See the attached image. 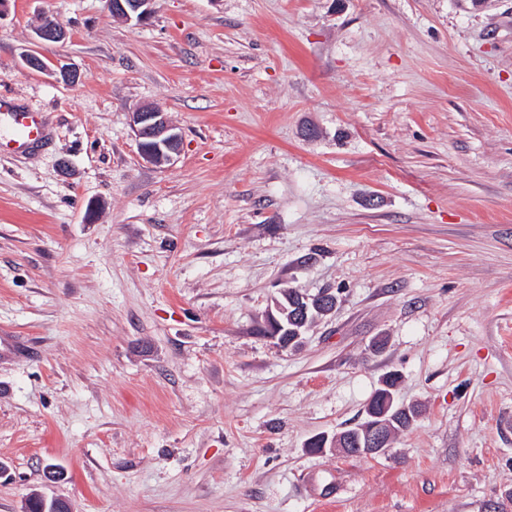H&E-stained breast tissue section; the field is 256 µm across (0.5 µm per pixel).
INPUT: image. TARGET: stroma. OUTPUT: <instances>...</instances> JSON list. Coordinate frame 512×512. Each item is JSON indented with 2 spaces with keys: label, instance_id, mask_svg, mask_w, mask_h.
<instances>
[{
  "label": "stroma",
  "instance_id": "stroma-1",
  "mask_svg": "<svg viewBox=\"0 0 512 512\" xmlns=\"http://www.w3.org/2000/svg\"><path fill=\"white\" fill-rule=\"evenodd\" d=\"M2 92L0 512H512V0H6ZM289 287L336 307L284 349ZM393 372L388 453H309ZM155 0H106V8L113 18L137 23L147 20ZM2 117L8 121V133L0 136V154L23 151L42 142L41 112L0 94V121ZM139 156L146 162L164 167L175 161L180 153L182 135L165 112L142 105L131 114Z\"/></svg>",
  "mask_w": 512,
  "mask_h": 512
}]
</instances>
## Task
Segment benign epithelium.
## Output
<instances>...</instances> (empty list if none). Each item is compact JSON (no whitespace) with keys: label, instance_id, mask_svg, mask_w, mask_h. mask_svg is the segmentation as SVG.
<instances>
[{"label":"benign epithelium","instance_id":"benign-epithelium-1","mask_svg":"<svg viewBox=\"0 0 512 512\" xmlns=\"http://www.w3.org/2000/svg\"><path fill=\"white\" fill-rule=\"evenodd\" d=\"M154 2L155 0H106V8L116 19L140 23L151 16ZM37 36L46 41H60L65 38L66 32L53 21L46 20L38 27ZM22 60L27 69L37 72L51 73L55 66L54 62L32 52L23 54ZM131 122L136 133L138 153L144 161L158 167L175 161L180 153L182 135L164 112L154 106L142 105L131 112ZM334 304L336 298L328 292L303 295L302 304L291 315L292 320L298 323V328L294 329V339L301 338V329L308 326L309 318L329 314L334 309ZM377 395L378 404L367 406L364 422L354 428L355 438L365 454L371 451L382 453L390 449L395 435L402 430L400 415L408 413L407 407L395 403L388 380L382 381ZM319 440L321 447L328 446L343 453L349 450L352 442L346 431L332 437L322 435ZM34 501L38 502L40 512H71L67 502L60 499L49 502L36 495Z\"/></svg>","mask_w":512,"mask_h":512}]
</instances>
